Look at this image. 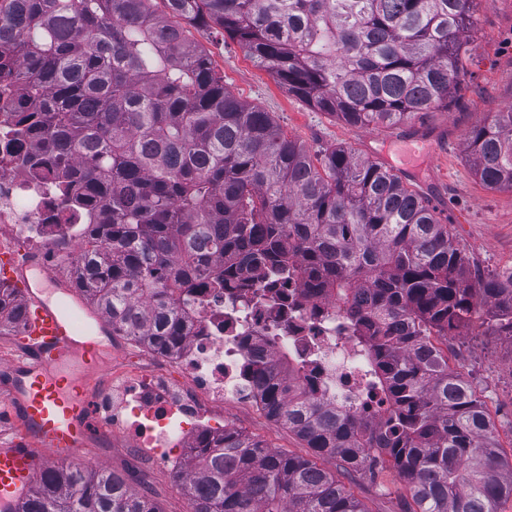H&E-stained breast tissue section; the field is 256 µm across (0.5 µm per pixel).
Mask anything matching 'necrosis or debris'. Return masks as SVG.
<instances>
[{"instance_id": "obj_1", "label": "necrosis or debris", "mask_w": 512, "mask_h": 512, "mask_svg": "<svg viewBox=\"0 0 512 512\" xmlns=\"http://www.w3.org/2000/svg\"><path fill=\"white\" fill-rule=\"evenodd\" d=\"M30 143L18 142L0 113V230H20L42 242L61 228L52 217L48 189L53 171L34 175L28 162ZM237 290L214 297L200 289L189 309L196 328L178 362L190 378L178 400L159 391L153 379L131 376L121 402L112 406L119 421L149 450L152 461L171 460L204 435H215L209 407L213 400L250 402L249 362L256 353L307 360L300 383L316 400L366 420L382 416L383 397L365 390L363 351L345 329V312L333 298L300 278L288 284V312L278 315L268 304L241 306Z\"/></svg>"}]
</instances>
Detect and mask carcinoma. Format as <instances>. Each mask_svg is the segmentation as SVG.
<instances>
[{"label": "carcinoma", "mask_w": 512, "mask_h": 512, "mask_svg": "<svg viewBox=\"0 0 512 512\" xmlns=\"http://www.w3.org/2000/svg\"><path fill=\"white\" fill-rule=\"evenodd\" d=\"M0 0L4 106L58 174L51 192L80 236L48 243L112 332L169 358L201 283L246 273L267 289L303 276L336 299L387 394L378 422L308 397L286 369L252 360L266 414L318 456L402 477L408 512H497L512 466L472 385L432 337L478 308L512 336V267L472 274L426 197L339 146L314 157L269 113L224 88L185 26L214 24L289 94L350 125L396 127L460 90L477 0ZM475 177L512 189V109L465 137ZM0 282V320L24 321ZM180 469L192 512H367L309 459L224 427ZM18 512H157L109 470L48 469Z\"/></svg>", "instance_id": "1"}]
</instances>
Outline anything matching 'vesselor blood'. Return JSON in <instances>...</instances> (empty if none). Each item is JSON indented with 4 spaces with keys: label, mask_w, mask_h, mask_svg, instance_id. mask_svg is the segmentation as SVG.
I'll return each mask as SVG.
<instances>
[{
    "label": "vessel or blood",
    "mask_w": 512,
    "mask_h": 512,
    "mask_svg": "<svg viewBox=\"0 0 512 512\" xmlns=\"http://www.w3.org/2000/svg\"><path fill=\"white\" fill-rule=\"evenodd\" d=\"M0 268L20 289L25 324L23 355L0 371L20 431L0 446V512H17L39 478L37 453L70 456L98 421L92 391L112 356V326L98 320V334L77 340L71 316L44 295L43 283L68 290L39 259L24 250L0 252Z\"/></svg>",
    "instance_id": "vessel-or-blood-1"
}]
</instances>
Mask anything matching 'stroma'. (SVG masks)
<instances>
[{
  "instance_id": "35a3bbf8",
  "label": "stroma",
  "mask_w": 512,
  "mask_h": 512,
  "mask_svg": "<svg viewBox=\"0 0 512 512\" xmlns=\"http://www.w3.org/2000/svg\"><path fill=\"white\" fill-rule=\"evenodd\" d=\"M189 40L204 50L224 86L240 100L270 112L288 137L311 154L345 146L361 157L388 160L402 167L408 139L431 144V154L403 170L404 182L418 189L451 226L472 268L493 273L512 266V190L491 189L474 175L465 152V137L492 113L512 108V0H480L469 44L459 96L447 108L423 113L401 128L350 126L312 109L288 94L257 67L239 43L217 26L189 27ZM448 363L469 380L484 403L505 458H512V335L494 327L486 310L473 314L468 326L448 339ZM157 374L158 385L174 392L184 381L176 360L158 363L155 353L125 336L112 339V358L105 372V391L122 374L135 369ZM216 427L232 426L270 448L307 459L340 480L368 512H407L410 494L394 470L371 477L350 474L331 459L316 458L295 433L270 420L260 406L225 401L213 414ZM73 460L92 469L124 476L136 490L148 493L159 512H190L182 481L165 464L145 466L142 453L129 445L124 428L95 427Z\"/></svg>"
}]
</instances>
